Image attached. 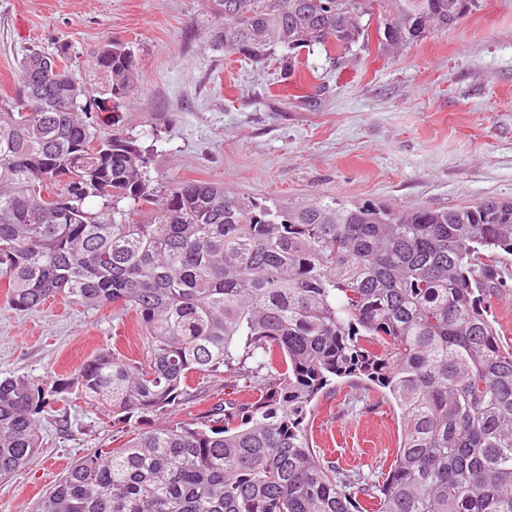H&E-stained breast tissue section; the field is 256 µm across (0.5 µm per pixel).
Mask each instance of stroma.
I'll use <instances>...</instances> for the list:
<instances>
[{
  "instance_id": "35a3bbf8",
  "label": "stroma",
  "mask_w": 512,
  "mask_h": 512,
  "mask_svg": "<svg viewBox=\"0 0 512 512\" xmlns=\"http://www.w3.org/2000/svg\"><path fill=\"white\" fill-rule=\"evenodd\" d=\"M215 0H0V95L14 93L30 49H66L69 71L98 83L91 53L104 41L129 43L135 93L119 118L149 151L153 183L220 182L258 200L296 206L448 208L512 200V0H478L453 29L403 47L377 37L349 51L316 45L253 63L213 46ZM296 76L282 80L281 71ZM486 301L504 348L512 349V255ZM146 359L137 317L64 299L27 312L0 288V377L48 380L74 372L100 349ZM194 390L164 415L115 422L75 400L67 427L41 419L35 460L0 480V512H36L75 460L118 447L126 431L165 421L196 423L216 402L246 400L242 388L194 376ZM310 448L345 470L384 472L400 422L380 393L336 382L304 423Z\"/></svg>"
}]
</instances>
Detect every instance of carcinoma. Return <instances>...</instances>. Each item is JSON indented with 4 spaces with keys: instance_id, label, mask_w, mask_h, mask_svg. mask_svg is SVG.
<instances>
[{
    "instance_id": "cac0c4a2",
    "label": "carcinoma",
    "mask_w": 512,
    "mask_h": 512,
    "mask_svg": "<svg viewBox=\"0 0 512 512\" xmlns=\"http://www.w3.org/2000/svg\"><path fill=\"white\" fill-rule=\"evenodd\" d=\"M477 0H218L212 44L396 50L456 27ZM52 56L0 96V280L29 311L58 295L135 312L146 361L102 349L47 382L0 380V479L30 464L41 414L76 393L123 421L167 408L193 375L256 378L255 398L79 458L37 512H512V349L483 295L512 255V201L453 208L267 204L206 181L154 186L151 157L102 118L134 94L136 58L105 41L93 93ZM112 126L100 134L99 123ZM126 206H119L120 202ZM336 379L382 389L400 435L382 477L311 451L303 423Z\"/></svg>"
}]
</instances>
